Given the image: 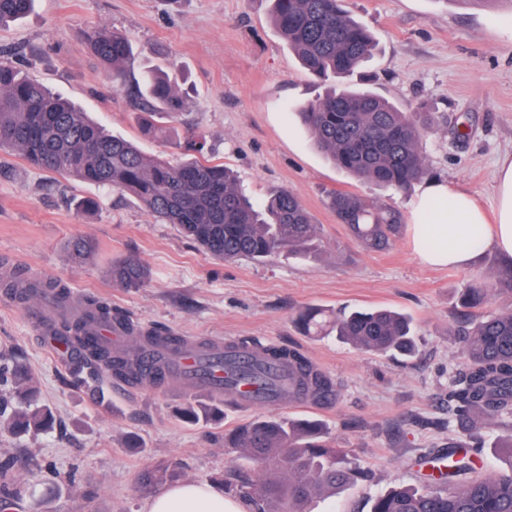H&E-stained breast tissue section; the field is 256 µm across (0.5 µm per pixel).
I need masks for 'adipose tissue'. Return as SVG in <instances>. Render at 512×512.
I'll use <instances>...</instances> for the list:
<instances>
[{"label": "adipose tissue", "instance_id": "adipose-tissue-1", "mask_svg": "<svg viewBox=\"0 0 512 512\" xmlns=\"http://www.w3.org/2000/svg\"><path fill=\"white\" fill-rule=\"evenodd\" d=\"M481 234L484 244L512 258V156L501 160L497 173V208L494 218L471 194L448 187L441 180L426 184L410 214L409 235L416 256L432 267L466 268L479 257L469 240ZM438 246H429V238ZM149 512H240L232 500L209 486L185 482L165 489L149 505Z\"/></svg>", "mask_w": 512, "mask_h": 512}]
</instances>
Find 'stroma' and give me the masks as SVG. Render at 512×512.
Instances as JSON below:
<instances>
[{
    "mask_svg": "<svg viewBox=\"0 0 512 512\" xmlns=\"http://www.w3.org/2000/svg\"><path fill=\"white\" fill-rule=\"evenodd\" d=\"M271 8L270 0H36L26 18L0 28V48L13 50L30 78L146 153L178 163L200 137L208 158L234 170L247 195L292 191L317 226L310 252L218 260L133 197L0 152V272L60 280L76 302L103 297L157 335L300 349L336 384L335 405L228 409L216 421L191 424L176 410L204 394L179 380L163 389L103 376L74 385L70 357L48 346L24 305L0 289V351L34 372L40 401L55 416L49 430L0 438V460L10 459L30 487L13 512H148L152 496L138 485L144 470L166 462L182 481L214 484L229 463L225 430L271 413L323 420L365 473L317 499L312 512H370L393 485L419 484V456L465 437L448 411V381L461 362L460 296L469 279L505 259L485 247L468 268L431 267L415 257L405 232L381 252L357 246L328 208L329 192L350 191L406 216L421 187L387 191L354 179L314 145L293 109L324 88L280 37ZM346 8L378 45L352 82H368L403 110L423 105L437 112L440 123L422 142L431 178L474 194L493 212L497 166L512 154V0H347ZM102 26L129 39V76L173 66L186 106L169 120L170 137L144 133L125 91L112 86L89 52L85 34ZM462 125L468 136L455 140ZM84 199L97 201L94 212L79 209ZM79 236L92 239L96 251L78 266L66 246ZM128 256L149 269L145 287L112 283L113 259ZM311 307L400 311L412 320L415 351L374 354L332 335H305L296 319ZM49 463L76 472L82 497L49 479Z\"/></svg>",
    "mask_w": 512,
    "mask_h": 512,
    "instance_id": "35a3bbf8",
    "label": "stroma"
}]
</instances>
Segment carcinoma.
<instances>
[{
  "label": "carcinoma",
  "instance_id": "cac0c4a2",
  "mask_svg": "<svg viewBox=\"0 0 512 512\" xmlns=\"http://www.w3.org/2000/svg\"><path fill=\"white\" fill-rule=\"evenodd\" d=\"M272 21L301 65L326 80L355 73L375 50L371 33L351 17L344 0H272ZM34 0H0V27L28 15ZM87 44L104 66L112 84L128 89L143 125L162 130L155 118L184 107L178 85L162 70H150L131 82L123 67L131 52L126 37L96 28ZM314 143L340 169L360 181L384 188L407 189L429 176L421 143L435 124L432 112H405L370 90L331 88L297 108ZM198 156L179 164L147 156L130 141L92 122L86 112L27 77L19 67L0 60V151H15L40 170L119 190L136 198L165 224H174L205 254L232 261L264 260L288 250H304L316 237V225L299 199L281 190L266 200H252L238 187L233 173L220 163ZM329 207L365 251L390 248L404 220L393 207L348 191L328 195ZM72 263L80 265L95 252L88 238L67 245ZM112 280L132 290L144 287L148 268L134 258L112 261ZM0 286L20 303L46 293L68 306L67 286L51 278H29L5 272ZM512 294V264L492 279L472 280L463 293L466 304L480 306L494 292ZM124 322L107 300L88 296L77 314L62 317L57 335L66 343H82L92 326ZM299 323L309 335L335 334L344 343L375 353L409 354L415 349L410 321L386 309L353 311L328 317L304 312ZM462 364L448 386V404L468 437L423 456L443 462L423 486H398L377 496L371 512H512V461L506 471L476 474L470 449L479 447L483 430L497 432L496 447L512 451V307L469 319L458 330ZM267 354L288 364V395L320 400L338 394L332 379L294 348ZM104 373L131 386L148 382L135 351H112L109 345L87 348L70 367L73 382ZM39 390L30 370L0 352V436L40 431L52 412L38 404ZM190 423L208 422L222 413L216 402L187 403L179 409ZM233 455L224 470V491L238 497L244 512H309L314 497L364 477L346 452L325 439L323 423L279 415H262L224 435ZM180 474L159 463L142 472L139 484L152 491ZM28 485L0 463V512L21 499Z\"/></svg>",
  "mask_w": 512,
  "mask_h": 512
}]
</instances>
